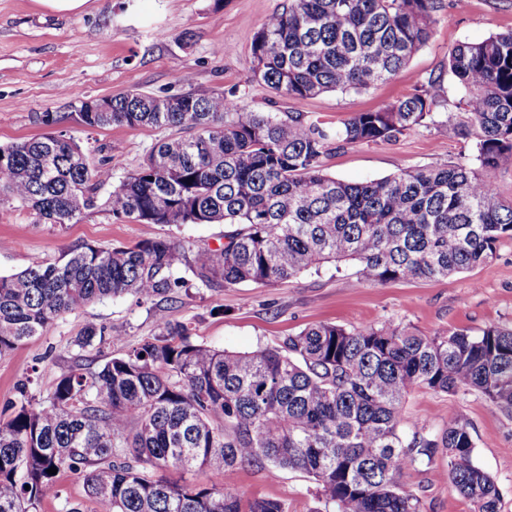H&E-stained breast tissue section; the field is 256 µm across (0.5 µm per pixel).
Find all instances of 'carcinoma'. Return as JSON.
<instances>
[{"instance_id":"carcinoma-1","label":"carcinoma","mask_w":512,"mask_h":512,"mask_svg":"<svg viewBox=\"0 0 512 512\" xmlns=\"http://www.w3.org/2000/svg\"><path fill=\"white\" fill-rule=\"evenodd\" d=\"M443 7L286 0L254 34V79L295 100L383 83L426 45ZM448 72L464 111L442 126L475 139L477 169L459 160L363 183L324 172L334 144L392 142L436 124L434 80L334 125L305 112H253L234 91L194 87L159 111L154 95L131 90L111 98L108 112H44L38 120L51 132L0 146V196L38 222H77L96 208L111 170L91 165L64 123L176 129L107 205L139 224L237 225L223 247L197 253L192 274L205 286L269 285L342 261L371 284L466 273L512 239V201L488 180L512 158V31L454 46ZM179 262L175 243L145 238L83 244L58 263L35 258L0 275V356L106 297L151 304L159 329L94 372L69 367L46 402L0 420V512H40L57 496L50 468L80 475L95 512H288L282 501L224 489V472L261 458L309 474L336 512H421L399 477L439 455L448 459L439 477L474 512H499L469 423L452 416L440 435L423 427L408 439L401 409L415 388L475 392L511 419L512 323L443 336L391 322L321 323L279 347L230 352L193 343L188 324L168 319L164 303L189 287ZM171 469L178 478L157 475ZM203 469L208 486L193 479Z\"/></svg>"}]
</instances>
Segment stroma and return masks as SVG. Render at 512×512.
<instances>
[{"instance_id":"stroma-1","label":"stroma","mask_w":512,"mask_h":512,"mask_svg":"<svg viewBox=\"0 0 512 512\" xmlns=\"http://www.w3.org/2000/svg\"><path fill=\"white\" fill-rule=\"evenodd\" d=\"M284 0H89L79 13H52L37 0H0V146L42 136L38 117L45 112H73L82 102L115 97L131 89L158 95L178 94L190 86L236 91L255 112H306L336 122L376 108L439 82L438 113L456 109L462 92L448 72V52L461 42H478L512 30V0H468L458 8L445 0L429 42L389 81L360 91H336L308 100L275 93L251 73V43L261 23L280 11ZM188 71L191 83L179 79ZM68 136L84 149L91 164H111L113 182L135 171L166 130L112 126L91 129L70 123ZM474 139L450 130L417 126L397 141L350 145L332 150L324 160L329 175L347 182L381 179L403 169L473 158ZM111 184L99 187L97 206L71 224L36 222L14 200L0 199V275L28 266L33 258L58 262L78 243L101 247L132 244L146 237L180 245L184 264L199 249L224 242L225 224L147 226L112 215L106 200ZM171 321L188 324L193 342L232 352L280 346L289 335L322 322L365 328L391 322L425 335L455 329L479 331L512 322V240L496 257L470 272L448 278H409L383 285L360 282L352 263H328L270 285L223 282L196 285L168 303ZM91 326L103 336L86 347L77 339ZM149 304L130 296L89 303L66 314L43 335L0 356V419H8L21 400L41 403L53 392L60 374L74 363L97 370L118 355L113 337L135 344L157 334ZM27 383L19 393V383ZM405 434L428 429L439 434L449 417L469 422L477 463L495 480L500 512H512V420L480 394L451 397L413 391L403 404ZM418 464L401 477L421 500V512H472L471 503L436 470ZM224 487L247 498L283 501L289 512H333L301 470L273 469L266 462L226 472Z\"/></svg>"}]
</instances>
